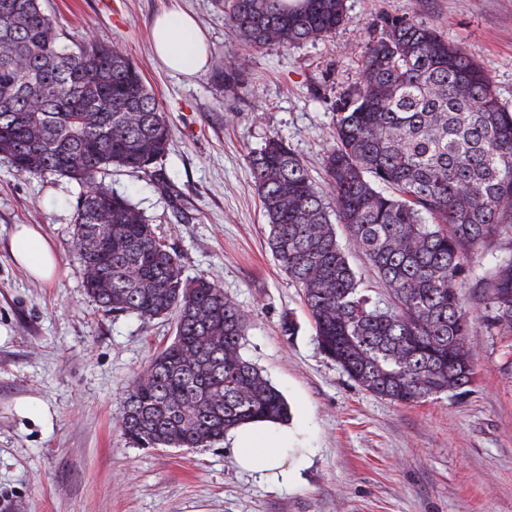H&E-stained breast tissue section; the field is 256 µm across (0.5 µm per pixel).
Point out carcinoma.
I'll return each instance as SVG.
<instances>
[{"label":"carcinoma","instance_id":"1","mask_svg":"<svg viewBox=\"0 0 512 512\" xmlns=\"http://www.w3.org/2000/svg\"><path fill=\"white\" fill-rule=\"evenodd\" d=\"M227 6L234 31L257 47L322 40L346 16L345 0ZM334 111L336 142L323 160L332 203L280 136L247 155L269 248L300 288L322 352L360 386L401 404L462 394L475 372L458 288L472 256L491 246L500 255L475 281L484 328L512 335V107L461 47L386 16ZM172 136L125 52L63 45L40 0H0V160L80 186L69 242L101 307L175 317L172 342L126 390L120 428L144 448L210 446L241 423L289 415L242 356L245 314L214 282L185 277L144 213L99 179L112 167L151 175ZM352 250L392 306L360 287Z\"/></svg>","mask_w":512,"mask_h":512}]
</instances>
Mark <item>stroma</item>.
I'll use <instances>...</instances> for the list:
<instances>
[{"instance_id": "35a3bbf8", "label": "stroma", "mask_w": 512, "mask_h": 512, "mask_svg": "<svg viewBox=\"0 0 512 512\" xmlns=\"http://www.w3.org/2000/svg\"><path fill=\"white\" fill-rule=\"evenodd\" d=\"M63 43L120 47L174 128L152 176L115 169L105 184L136 203L187 277L213 280L246 314L242 354L284 395L300 454L292 483H259L228 442L142 448L123 435L136 370L175 334L173 319L104 311L83 287L69 245L77 184L19 176L0 161V512H512V338L488 335L477 289L462 288L476 331L475 382L462 396L397 404L366 391L319 348L301 292L274 260L247 164L283 137L324 186L336 100L360 76L380 17L431 27L483 64L512 105V0H346L336 33L253 47L218 0H42ZM182 8L197 17L209 62L197 76L156 60L150 25ZM235 80L215 77L225 60ZM36 226L59 257L52 282L10 253L16 225ZM292 318L294 335L281 324ZM47 407L49 421L29 418Z\"/></svg>"}]
</instances>
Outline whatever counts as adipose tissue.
<instances>
[{
    "label": "adipose tissue",
    "instance_id": "adipose-tissue-1",
    "mask_svg": "<svg viewBox=\"0 0 512 512\" xmlns=\"http://www.w3.org/2000/svg\"><path fill=\"white\" fill-rule=\"evenodd\" d=\"M151 39L157 59L170 72L190 77L204 71L208 63L206 37L191 14L170 11L156 17ZM10 250L32 278L49 281L55 277L59 259L37 227L17 225ZM228 440L238 468L262 480H287L288 453L293 448L287 422H247L229 430Z\"/></svg>",
    "mask_w": 512,
    "mask_h": 512
}]
</instances>
